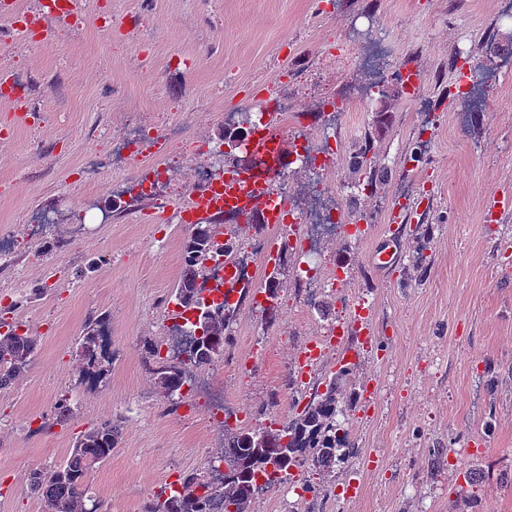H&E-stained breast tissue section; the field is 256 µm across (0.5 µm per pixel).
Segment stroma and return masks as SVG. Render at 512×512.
Segmentation results:
<instances>
[{
  "label": "stroma",
  "mask_w": 512,
  "mask_h": 512,
  "mask_svg": "<svg viewBox=\"0 0 512 512\" xmlns=\"http://www.w3.org/2000/svg\"><path fill=\"white\" fill-rule=\"evenodd\" d=\"M500 0H80L42 15L41 0H0V317L38 341L23 377L0 391V512H44L31 469L63 463L94 425L118 424L112 456L89 494L105 512H142L176 476L211 478L224 429L282 424L340 367L356 394L341 405L354 431L328 469H293L254 512H512V212L490 217V195L512 196V78L491 74L480 106L456 95L459 47L487 65L512 51ZM20 13L39 16L20 34ZM418 72L439 107L426 128L398 80ZM370 90L333 129L324 187L351 233L318 255L288 250L268 279L278 310L235 312L224 355L201 387L170 406L150 372L147 343L168 336L190 232L177 210L227 136L225 113L291 98L286 139H315L323 103L347 85ZM183 134L182 160L148 194L113 191L154 146ZM367 148L384 185L354 173ZM101 165L86 182L88 161ZM288 199L310 208L315 154L287 166ZM51 222L43 229L41 215ZM395 240L392 265L373 263ZM344 268L316 299L300 269ZM371 311V341L331 350L300 382L294 358L312 336ZM107 327L116 357L98 388L83 383L82 339ZM67 402L72 416L57 424ZM359 484L360 494L343 490ZM304 486L300 502L291 487Z\"/></svg>",
  "instance_id": "stroma-1"
}]
</instances>
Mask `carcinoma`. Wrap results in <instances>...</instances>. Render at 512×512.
Wrapping results in <instances>:
<instances>
[{
    "label": "carcinoma",
    "mask_w": 512,
    "mask_h": 512,
    "mask_svg": "<svg viewBox=\"0 0 512 512\" xmlns=\"http://www.w3.org/2000/svg\"><path fill=\"white\" fill-rule=\"evenodd\" d=\"M234 244L221 243L210 224H195L183 247V271L176 297L179 305L198 313L195 326L200 341L185 360L160 357L158 347L149 343L146 351L155 358L152 374L164 398L171 401L184 385L190 366L203 367L224 356L226 331L235 308L224 303L206 304L200 299L206 262L220 250L226 254ZM37 349L35 338L19 332L16 325L0 333V389L17 382ZM350 369L340 368L295 418L277 428L232 429L227 446L218 456L224 462V479L206 480L196 473L181 477L180 490L164 500L149 502L143 512H251V503L260 492L287 478L289 471L306 462L328 467L346 455L347 434L339 433L336 414L340 399L350 384ZM120 437V426L110 422L88 430L74 445L68 460L58 466L30 470L28 485L40 496L45 512H98L99 505L86 507V486L91 473L112 456Z\"/></svg>",
    "instance_id": "cac0c4a2"
}]
</instances>
